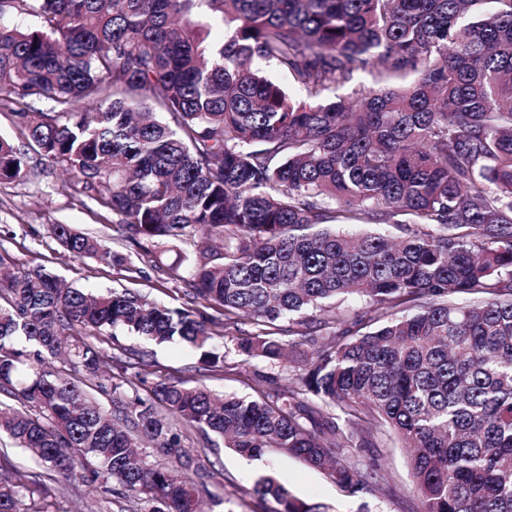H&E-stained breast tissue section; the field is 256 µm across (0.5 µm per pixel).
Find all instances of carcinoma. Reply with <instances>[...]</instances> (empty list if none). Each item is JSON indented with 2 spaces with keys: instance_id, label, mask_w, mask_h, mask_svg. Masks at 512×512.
<instances>
[{
  "instance_id": "carcinoma-1",
  "label": "carcinoma",
  "mask_w": 512,
  "mask_h": 512,
  "mask_svg": "<svg viewBox=\"0 0 512 512\" xmlns=\"http://www.w3.org/2000/svg\"><path fill=\"white\" fill-rule=\"evenodd\" d=\"M358 70L373 85L336 94ZM0 92L50 105L16 113L30 145L97 187L134 245L206 240L192 300L221 311L239 355L314 347L288 385L220 400L149 379L142 358L104 371L83 339H178L236 374L196 309L62 288L43 269L1 278L0 394L19 406L0 400V437L43 473L0 463V512H44L23 499L59 477L100 479L139 512H200L187 428L390 498L370 449L396 441L413 512H512V0H0ZM25 167L1 137L0 177ZM51 231L75 257L125 265ZM246 320L259 331L240 336ZM255 487L315 512L273 474Z\"/></svg>"
}]
</instances>
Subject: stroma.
<instances>
[{
	"mask_svg": "<svg viewBox=\"0 0 512 512\" xmlns=\"http://www.w3.org/2000/svg\"><path fill=\"white\" fill-rule=\"evenodd\" d=\"M0 136L25 150L28 170L24 178L0 180V268L18 273L47 269L62 283L74 288L100 291L129 289L150 301L170 308L186 307L191 286L186 267L200 256V240L176 242L162 256L144 253L129 240L128 228L94 190L66 171L49 164L28 148L12 105L0 101ZM67 224L75 231L101 240L111 251L126 256L127 267L92 257L76 258L56 241L49 227ZM183 258L185 266L172 271L171 263ZM89 342L104 359L123 355L126 348L146 354L154 377L186 386L205 385L213 393L253 395L257 373L287 378V364H268L254 360L240 365L234 378L223 369L205 370L196 351L178 344L155 345L146 340L117 334L116 337H90ZM188 446L208 469L210 496L203 501L205 512H279V504L254 491L259 474L274 473L291 494L308 504L326 506L328 512H409L405 496L378 498L360 492H342L323 472L307 463L289 459L275 450L261 457L245 458L224 447L191 434ZM48 493L41 500L49 512H129L126 498L106 500L96 486L81 481L58 479L48 482Z\"/></svg>",
	"mask_w": 512,
	"mask_h": 512,
	"instance_id": "35a3bbf8",
	"label": "stroma"
}]
</instances>
